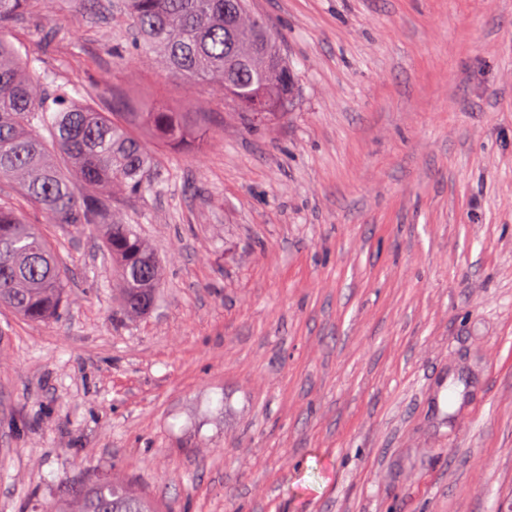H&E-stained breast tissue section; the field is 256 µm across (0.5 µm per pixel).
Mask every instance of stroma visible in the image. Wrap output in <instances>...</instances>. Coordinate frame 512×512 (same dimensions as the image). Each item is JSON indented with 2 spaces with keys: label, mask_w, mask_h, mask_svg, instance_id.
<instances>
[{
  "label": "stroma",
  "mask_w": 512,
  "mask_h": 512,
  "mask_svg": "<svg viewBox=\"0 0 512 512\" xmlns=\"http://www.w3.org/2000/svg\"><path fill=\"white\" fill-rule=\"evenodd\" d=\"M296 76L257 122L145 64L121 0L8 37L101 108L183 112L165 183L113 209L159 256L121 313L95 234L19 208L68 306L0 307V512L113 476L161 512L512 504V0H251Z\"/></svg>",
  "instance_id": "stroma-1"
}]
</instances>
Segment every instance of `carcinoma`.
Masks as SVG:
<instances>
[{
    "label": "carcinoma",
    "instance_id": "carcinoma-1",
    "mask_svg": "<svg viewBox=\"0 0 512 512\" xmlns=\"http://www.w3.org/2000/svg\"><path fill=\"white\" fill-rule=\"evenodd\" d=\"M37 0H0V27ZM136 45L189 85L209 83L258 120L288 109L294 77L280 42L246 0H124ZM179 112H101L67 84L26 72L19 48L0 37V179L14 181L55 224L95 231L112 261L121 309L147 312L160 261L137 230L112 213V195L159 189L152 143L185 142ZM56 253L35 226L0 203V304L33 322L67 304ZM51 512H157L123 483L103 479L60 498Z\"/></svg>",
    "mask_w": 512,
    "mask_h": 512
}]
</instances>
